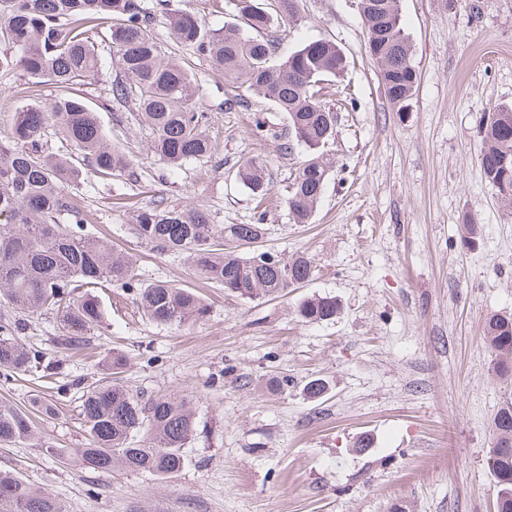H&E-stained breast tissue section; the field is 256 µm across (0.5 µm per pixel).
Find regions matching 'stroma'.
<instances>
[{"label": "stroma", "instance_id": "obj_1", "mask_svg": "<svg viewBox=\"0 0 512 512\" xmlns=\"http://www.w3.org/2000/svg\"><path fill=\"white\" fill-rule=\"evenodd\" d=\"M259 2L273 15L259 36L274 59L324 39L348 61L325 84L328 105L353 103L337 113L328 145L336 169L311 223H296L286 204L305 157L300 147L279 151L286 114L253 91L233 99L223 73L160 21L157 42L191 71L208 114L212 157L175 171L161 164L131 108L108 104L116 69L107 64L83 93L109 142L133 158V175L108 184L90 176L77 193L93 232L132 255L142 280L191 286L183 257L134 235L132 203L157 195L216 224L254 223L238 168L262 158L272 203L259 248L311 258L312 280L253 302L202 287L207 316L179 326L149 322L134 296L101 288L104 322L84 351L56 352L54 311L27 315L19 339L56 353L60 381L103 382L102 356L120 350L129 359L122 385L146 398H186L196 427L184 468L165 479L65 465L55 449L86 443L78 393L18 375L0 380V400L25 410L37 396L56 411L34 416L30 439L0 446V470L57 496L67 512H495L487 458L512 376L497 371L483 326L487 315H512V208L485 179L479 154L484 117L512 105V0H400L420 74L407 112L385 97L358 0H298L294 23L276 15L275 0ZM57 92L48 80L26 86L19 70L0 74V140L12 135L21 95L47 104ZM259 117L267 136L254 132ZM312 296L336 298L340 313L302 321L297 305ZM314 378L328 386L319 399L304 392ZM364 435L372 444L356 451Z\"/></svg>", "mask_w": 512, "mask_h": 512}]
</instances>
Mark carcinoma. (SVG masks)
Wrapping results in <instances>:
<instances>
[{
    "instance_id": "obj_1",
    "label": "carcinoma",
    "mask_w": 512,
    "mask_h": 512,
    "mask_svg": "<svg viewBox=\"0 0 512 512\" xmlns=\"http://www.w3.org/2000/svg\"><path fill=\"white\" fill-rule=\"evenodd\" d=\"M381 15H366L367 37L377 36L379 77L390 104L408 111L420 74L401 23L398 0H376ZM240 23L207 29L173 0H0V72L19 68L38 84L48 78L60 88L47 105L16 109L11 140L0 142V303L31 313L56 311L62 334L60 350H81L102 320L99 300L91 288L106 282L135 294L142 317L160 324L199 319L207 305L194 289L158 280L145 283L132 260L112 240L92 235L88 217L68 187L92 174L111 181L130 172L129 155L108 144L98 113L75 93L103 67L98 53V28L106 35L120 74L110 81V100L135 109V120L152 134L151 151L169 167L211 157L207 116L193 102L195 87L189 70L166 60L153 28L162 18L175 40L209 60L236 88L256 91L288 116L292 138L280 144L290 153L301 146L308 154L296 169L287 206L299 224L311 221L334 168L325 152L336 125V113L322 100V84L345 71L346 59L331 41L312 40L287 58L274 60L271 44L247 35L268 27L269 13L256 0H242ZM512 106H497L481 130L480 165L486 180L505 203L512 205ZM55 131L68 151L46 149L47 130ZM239 178L251 193H269L265 165L248 158ZM264 215L254 224H215L204 211L156 199L136 210L137 238L165 254L182 255L196 275L243 299L275 296L313 276L310 258L259 257ZM336 299L303 300L298 315L307 323L336 317ZM17 319H0V377L37 373L53 380L56 360L27 348L16 338ZM484 339L497 356V370L512 371V316L492 314L484 322ZM127 357L112 350V379L83 392L80 416L88 447L60 454L61 462L110 472L128 471L172 476L185 463V448L195 432L194 414L183 398L147 400L130 395L119 382ZM493 442L488 468L498 487L497 512H512V401L493 417ZM32 433L29 418L0 402V445ZM0 512H65L57 497L33 488L10 471H0Z\"/></svg>"
}]
</instances>
